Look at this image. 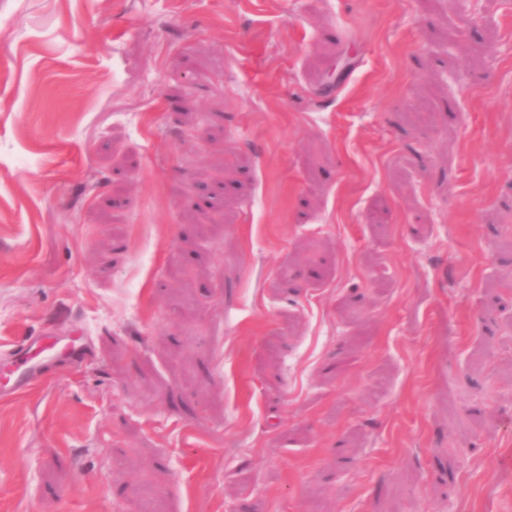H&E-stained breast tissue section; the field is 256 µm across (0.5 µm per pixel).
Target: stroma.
Wrapping results in <instances>:
<instances>
[{"instance_id":"35a3bbf8","label":"stroma","mask_w":512,"mask_h":512,"mask_svg":"<svg viewBox=\"0 0 512 512\" xmlns=\"http://www.w3.org/2000/svg\"><path fill=\"white\" fill-rule=\"evenodd\" d=\"M0 512H512V0H0ZM78 340L79 336L66 341L38 335L15 346L7 364L0 366V395L25 393L44 382L62 362L73 363L87 358L89 350L84 343L77 344Z\"/></svg>"}]
</instances>
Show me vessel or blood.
Wrapping results in <instances>:
<instances>
[{"instance_id": "1", "label": "vessel or blood", "mask_w": 512, "mask_h": 512, "mask_svg": "<svg viewBox=\"0 0 512 512\" xmlns=\"http://www.w3.org/2000/svg\"><path fill=\"white\" fill-rule=\"evenodd\" d=\"M88 356L86 345L73 340L28 337L15 346L6 365L0 366V395L15 396L44 382L61 363L78 362Z\"/></svg>"}]
</instances>
